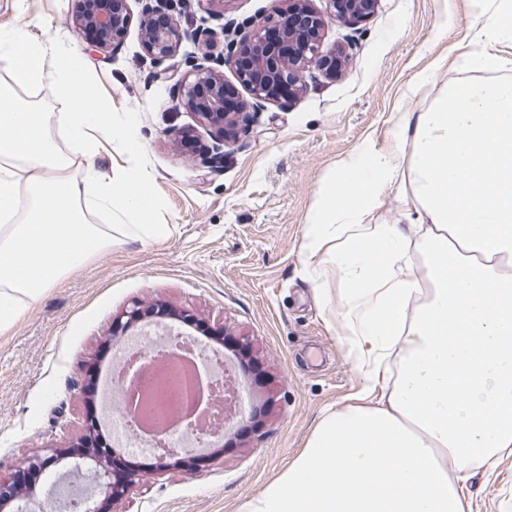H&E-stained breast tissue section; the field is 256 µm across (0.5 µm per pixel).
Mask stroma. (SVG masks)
Segmentation results:
<instances>
[{
    "mask_svg": "<svg viewBox=\"0 0 512 512\" xmlns=\"http://www.w3.org/2000/svg\"><path fill=\"white\" fill-rule=\"evenodd\" d=\"M77 0H0V29L31 39L52 35L92 76L96 97L137 116L167 235L128 240L92 257L0 333V475L23 455L68 448L89 425L86 386L112 319L132 302L161 301L203 326L249 335L273 378L276 402L261 428L215 447L195 466L171 459L148 491H133L122 512H242L301 454L326 412L352 403L360 389L349 346L304 272L301 239L322 182L360 146L384 145L395 112L421 109L460 80L473 49L480 0H379L358 25L329 21L326 45L352 57L341 77L306 75L299 97L268 104L221 166L190 165L179 131L199 146L211 138L176 105L178 81L213 65L223 46L190 42L164 64L151 63L138 27L107 52L91 53L74 30ZM446 33H439L440 24ZM434 74L416 97L406 90ZM465 491L479 512H512V454Z\"/></svg>",
    "mask_w": 512,
    "mask_h": 512,
    "instance_id": "35a3bbf8",
    "label": "stroma"
}]
</instances>
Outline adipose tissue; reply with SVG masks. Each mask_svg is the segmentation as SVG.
Listing matches in <instances>:
<instances>
[{
    "label": "adipose tissue",
    "instance_id": "adipose-tissue-1",
    "mask_svg": "<svg viewBox=\"0 0 512 512\" xmlns=\"http://www.w3.org/2000/svg\"><path fill=\"white\" fill-rule=\"evenodd\" d=\"M491 7L465 79L396 113L387 144H364L320 191L304 267L320 291L339 284L336 323L360 391L244 512H472L460 482L512 450V77L479 75L489 50L512 43V0ZM0 58L11 72L0 84L1 331L111 249L95 214L133 240L168 227L143 167L107 176L93 163L104 139L141 154L135 114L99 101L79 58L50 40L0 30ZM42 83L70 104L60 121L19 95ZM399 180L413 197L406 224L375 223Z\"/></svg>",
    "mask_w": 512,
    "mask_h": 512
}]
</instances>
